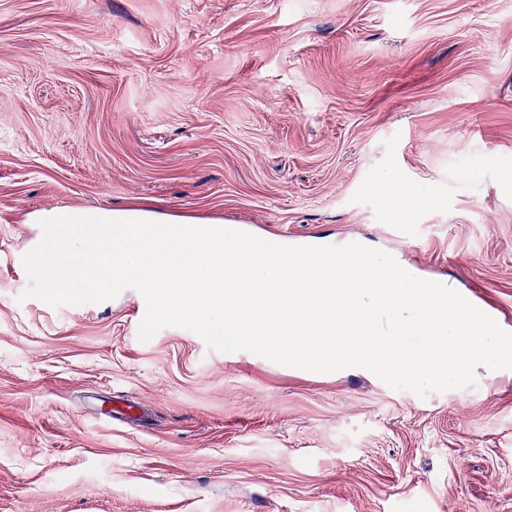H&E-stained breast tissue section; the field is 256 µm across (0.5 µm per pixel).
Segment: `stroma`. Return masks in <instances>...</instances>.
<instances>
[{
    "mask_svg": "<svg viewBox=\"0 0 512 512\" xmlns=\"http://www.w3.org/2000/svg\"><path fill=\"white\" fill-rule=\"evenodd\" d=\"M63 213L342 237L512 332V0H0V512H512V370L140 340L136 289L24 298Z\"/></svg>",
    "mask_w": 512,
    "mask_h": 512,
    "instance_id": "1",
    "label": "stroma"
}]
</instances>
